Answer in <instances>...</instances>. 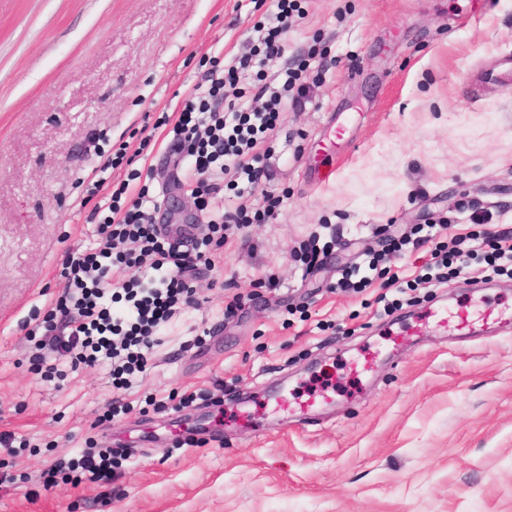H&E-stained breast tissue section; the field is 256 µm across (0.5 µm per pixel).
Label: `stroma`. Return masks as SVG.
Segmentation results:
<instances>
[{
	"mask_svg": "<svg viewBox=\"0 0 512 512\" xmlns=\"http://www.w3.org/2000/svg\"><path fill=\"white\" fill-rule=\"evenodd\" d=\"M276 13V0H0V433L13 435L0 474L14 480L0 512H512V328L464 338L422 320L439 303L512 304V275L478 251L466 277L412 286L433 245L476 232L473 215L512 233V92L491 74L512 59V0H298L283 58L239 82L249 98L284 81L285 60L303 68L302 102L257 146L269 174L225 177L192 212L218 222L243 205L261 222L225 230L130 387L106 361H33L23 326L62 293L65 252L98 247V206L124 184L148 208L189 188L156 120ZM119 149L127 164L90 194ZM422 228L430 244L386 254ZM314 235L328 248L310 266ZM346 272L359 291L338 288ZM407 326L415 346L395 348ZM376 348L374 370L351 374ZM313 391L334 406L296 412ZM116 398L126 410L107 416ZM268 398L283 408L261 429L237 425ZM120 440L111 485L63 470L44 489L60 454Z\"/></svg>",
	"mask_w": 512,
	"mask_h": 512,
	"instance_id": "35a3bbf8",
	"label": "stroma"
}]
</instances>
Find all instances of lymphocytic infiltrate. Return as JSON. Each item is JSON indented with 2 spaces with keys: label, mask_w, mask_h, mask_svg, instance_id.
I'll use <instances>...</instances> for the list:
<instances>
[{
  "label": "lymphocytic infiltrate",
  "mask_w": 512,
  "mask_h": 512,
  "mask_svg": "<svg viewBox=\"0 0 512 512\" xmlns=\"http://www.w3.org/2000/svg\"><path fill=\"white\" fill-rule=\"evenodd\" d=\"M251 61V56L244 55L228 70L210 71L189 91L173 128L175 137L189 145L198 196L218 192L228 175L246 177L251 184L261 176L258 141L273 129L298 73L286 68L281 87L261 88L248 107L227 106V81L235 80ZM120 199V193H113L106 206L98 229L99 248L66 256L60 274L80 295L59 297L53 315L44 323L50 349L57 356L71 358L76 365L110 361L115 385L124 387L128 374L147 366L152 336L181 306L194 303L196 290L185 271L208 261L224 240L217 235L219 226L211 224L202 238L190 239L188 248H181L170 240L168 226L156 223L141 201L124 206ZM118 265L134 269L135 274L122 284L130 305L114 316L101 301L109 270ZM115 454L112 448L88 452L69 460L68 467L75 480L108 485Z\"/></svg>",
  "instance_id": "f902f5d3"
}]
</instances>
